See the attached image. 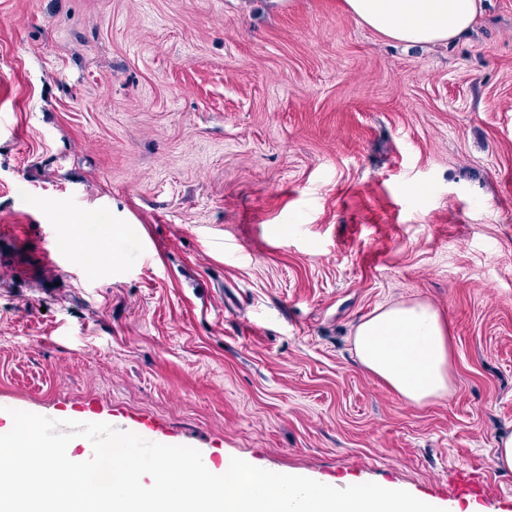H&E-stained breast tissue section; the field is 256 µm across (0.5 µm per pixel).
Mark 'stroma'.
<instances>
[{"instance_id": "1", "label": "stroma", "mask_w": 512, "mask_h": 512, "mask_svg": "<svg viewBox=\"0 0 512 512\" xmlns=\"http://www.w3.org/2000/svg\"><path fill=\"white\" fill-rule=\"evenodd\" d=\"M2 225L0 403L512 512V0L415 47L344 0H0ZM414 301L424 406L353 347ZM353 345L361 367L410 403L426 405L454 390L448 325L428 303L380 307L356 326Z\"/></svg>"}]
</instances>
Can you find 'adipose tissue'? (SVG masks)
<instances>
[{
    "label": "adipose tissue",
    "instance_id": "obj_1",
    "mask_svg": "<svg viewBox=\"0 0 512 512\" xmlns=\"http://www.w3.org/2000/svg\"><path fill=\"white\" fill-rule=\"evenodd\" d=\"M376 32L416 46L446 42L473 25L480 0H345ZM361 367L402 399L426 405L450 395L452 341L440 313L424 302L379 308L355 328Z\"/></svg>",
    "mask_w": 512,
    "mask_h": 512
}]
</instances>
